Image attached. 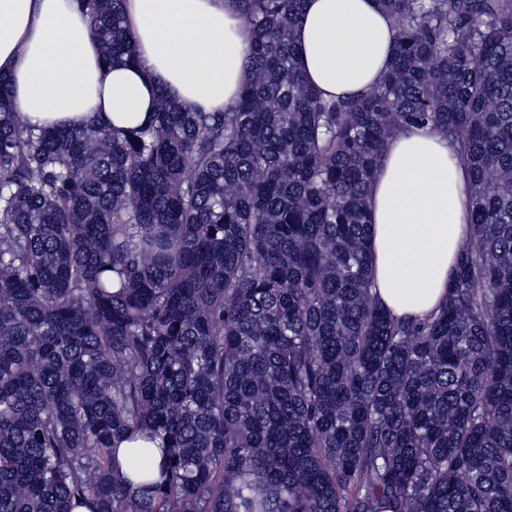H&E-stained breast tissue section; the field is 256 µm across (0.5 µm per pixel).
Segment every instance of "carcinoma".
<instances>
[{
	"mask_svg": "<svg viewBox=\"0 0 512 512\" xmlns=\"http://www.w3.org/2000/svg\"><path fill=\"white\" fill-rule=\"evenodd\" d=\"M136 62L124 0H79ZM252 80L147 125L18 119L0 74V512H512V0H378L369 92L296 66L305 0H236ZM448 137L473 218L421 320L372 288L368 190L399 130ZM157 475L140 491L115 460Z\"/></svg>",
	"mask_w": 512,
	"mask_h": 512,
	"instance_id": "obj_1",
	"label": "carcinoma"
}]
</instances>
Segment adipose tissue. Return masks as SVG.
<instances>
[{"label":"adipose tissue","instance_id":"adipose-tissue-1","mask_svg":"<svg viewBox=\"0 0 512 512\" xmlns=\"http://www.w3.org/2000/svg\"><path fill=\"white\" fill-rule=\"evenodd\" d=\"M135 65H109L77 0H0V74L15 110L38 126L146 124L167 95L193 112L235 105L251 77L254 34L235 0H126ZM306 83L346 98L379 83L395 28L377 0H305L294 32ZM466 167L428 128L393 136L371 183L373 291L395 317L437 310L471 224Z\"/></svg>","mask_w":512,"mask_h":512}]
</instances>
